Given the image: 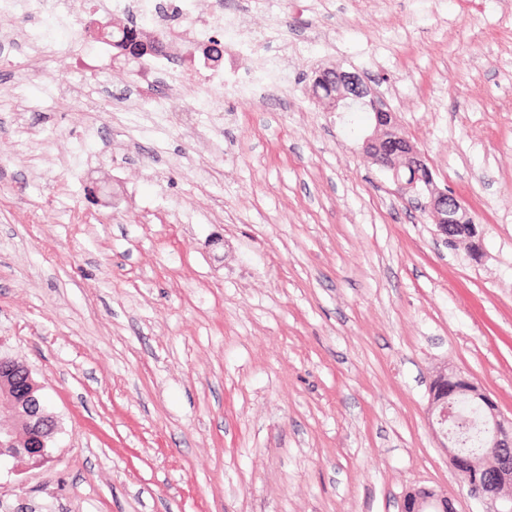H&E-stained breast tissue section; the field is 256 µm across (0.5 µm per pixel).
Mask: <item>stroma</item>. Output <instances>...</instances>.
Returning a JSON list of instances; mask_svg holds the SVG:
<instances>
[{
    "label": "stroma",
    "instance_id": "1",
    "mask_svg": "<svg viewBox=\"0 0 512 512\" xmlns=\"http://www.w3.org/2000/svg\"><path fill=\"white\" fill-rule=\"evenodd\" d=\"M277 35L241 67L274 96L178 116L75 88L0 14V351L44 384L42 465L0 456V512H398L412 487L486 512L427 422L443 367L512 419V0H224ZM370 81L482 257L448 247L363 151L370 112H329L316 69Z\"/></svg>",
    "mask_w": 512,
    "mask_h": 512
}]
</instances>
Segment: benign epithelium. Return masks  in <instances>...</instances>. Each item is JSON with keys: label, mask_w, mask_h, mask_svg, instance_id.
Here are the masks:
<instances>
[{"label": "benign epithelium", "mask_w": 512, "mask_h": 512, "mask_svg": "<svg viewBox=\"0 0 512 512\" xmlns=\"http://www.w3.org/2000/svg\"><path fill=\"white\" fill-rule=\"evenodd\" d=\"M160 34L149 38L138 29L123 37L122 55L136 62L156 51ZM336 85V111L347 112L367 106L374 114V130L364 142V152L378 166L392 172L397 194L416 201L417 206L433 216L438 232L447 241L469 242V255L477 261L482 246L476 225L464 201L454 191L436 184L425 154L403 132L393 112L386 109L371 86L359 75L325 68L313 81V94L324 104L318 85ZM32 370L15 358L0 353V392L8 395L14 414L22 415L21 427L0 426V454L43 464L50 459L49 442L57 431L55 416L49 411ZM465 401L478 413L485 444L492 455H468L454 447L451 426L455 406ZM428 424L451 465L465 480L469 493L490 504L508 503L512 512V419L503 418L496 404L475 383L461 373L439 372L432 381L428 405ZM400 512H458L448 495L425 487L407 491L400 502Z\"/></svg>", "instance_id": "benign-epithelium-1"}]
</instances>
